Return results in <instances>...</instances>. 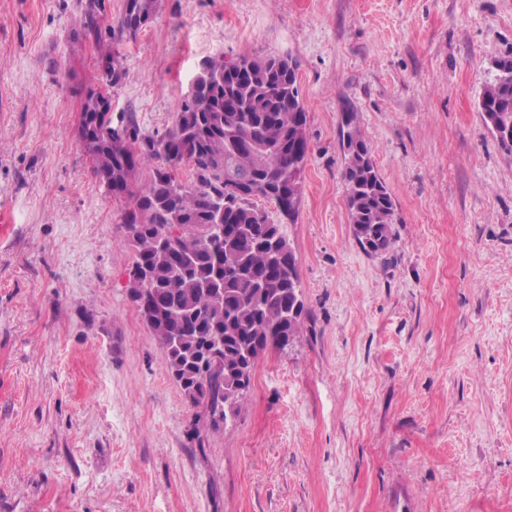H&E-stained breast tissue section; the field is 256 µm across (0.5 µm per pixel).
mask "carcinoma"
I'll return each mask as SVG.
<instances>
[{"instance_id":"1","label":"carcinoma","mask_w":512,"mask_h":512,"mask_svg":"<svg viewBox=\"0 0 512 512\" xmlns=\"http://www.w3.org/2000/svg\"><path fill=\"white\" fill-rule=\"evenodd\" d=\"M158 0H124L111 16L110 0H86L73 43H91L106 62L98 81L116 87L127 69L114 46L140 15L153 19ZM495 77L479 107L504 151L512 154V56L494 62ZM189 97L179 98L165 134L121 121L124 148L102 141L92 172L109 180L107 193L125 203L124 243L133 253L127 296L163 350L167 373L193 407H203L210 429L239 416L251 374L269 348L283 349L306 318L297 256L281 218L299 210L309 158L307 117L289 55L209 56L199 64ZM101 93H85L80 118L94 133L114 130ZM345 205L355 239L377 255L394 242L396 201L379 176L371 146L356 117L342 116ZM148 179L140 180L143 169ZM273 203V213L259 202ZM222 212L224 244L214 232ZM179 265L154 257L155 239L170 230ZM301 306L293 315L294 304Z\"/></svg>"}]
</instances>
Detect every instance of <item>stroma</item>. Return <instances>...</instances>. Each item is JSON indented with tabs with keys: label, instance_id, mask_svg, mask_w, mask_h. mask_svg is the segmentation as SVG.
Returning a JSON list of instances; mask_svg holds the SVG:
<instances>
[{
	"label": "stroma",
	"instance_id": "1",
	"mask_svg": "<svg viewBox=\"0 0 512 512\" xmlns=\"http://www.w3.org/2000/svg\"><path fill=\"white\" fill-rule=\"evenodd\" d=\"M80 12L0 0V512H512V155L479 108L512 0H161L121 47L112 119L151 133L205 57L297 62L308 318L196 442L78 140ZM345 112L398 203L377 256L349 224Z\"/></svg>",
	"mask_w": 512,
	"mask_h": 512
}]
</instances>
